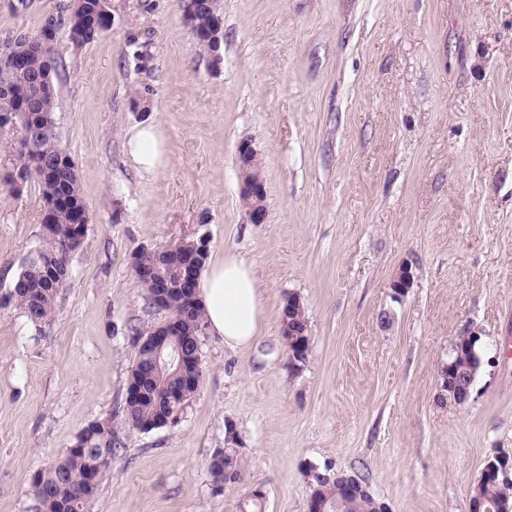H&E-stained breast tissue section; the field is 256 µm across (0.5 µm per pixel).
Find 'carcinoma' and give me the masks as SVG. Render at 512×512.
Instances as JSON below:
<instances>
[{
    "instance_id": "cac0c4a2",
    "label": "carcinoma",
    "mask_w": 512,
    "mask_h": 512,
    "mask_svg": "<svg viewBox=\"0 0 512 512\" xmlns=\"http://www.w3.org/2000/svg\"><path fill=\"white\" fill-rule=\"evenodd\" d=\"M81 22L68 26V40L75 47L93 42L110 26V19L101 14V0H78ZM220 14L216 0H197L190 20L199 34L195 46L204 54L211 53L206 33L213 16ZM10 52L14 62H0V129L14 136L13 170L27 173V180L38 185L45 207L57 212L51 234L43 237L37 248L41 261L24 260L21 271L9 292L0 299L1 305L16 304L35 324L47 320L55 306L59 292L68 279L67 255L81 246L75 241L72 215L87 211L79 179L71 169L59 161L61 148L55 128L46 126L43 117L56 112V95L43 90L44 73L57 68V42L41 51L26 42H17ZM32 140L34 150L23 149V142ZM52 164V173L41 177V163ZM52 265L57 275L51 276L44 266ZM171 291L159 300L158 283L138 279L146 292L149 303L168 311L175 319L174 329L186 367L201 363L199 336L206 327L201 305H192L188 299L195 296L194 289L175 291L179 287V270L174 264L167 268ZM447 373L460 372L465 379L475 381L482 367V349L479 337L460 336L455 341ZM128 383L145 387L149 396L128 400L124 407L126 423L140 431L157 428L164 417H180L185 404L194 396L199 384L190 383L179 368L178 357L173 363L155 372L150 350L141 347L136 351V365ZM117 451L116 434L112 425L94 421L76 437L74 445L64 458L38 470L32 478L30 495L35 501V512H87L90 501L96 496L104 473ZM215 489L224 490L229 483L241 478L240 466L234 455L217 451L208 464ZM310 493L326 504L330 512L338 505L340 512H376L378 500L367 491H337L336 480L322 479L315 474L309 483ZM482 500L487 508L502 501H512V478L500 475L485 478L474 487L470 501Z\"/></svg>"
}]
</instances>
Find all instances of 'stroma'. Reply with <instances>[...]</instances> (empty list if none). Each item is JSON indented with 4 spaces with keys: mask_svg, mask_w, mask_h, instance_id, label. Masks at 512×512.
Listing matches in <instances>:
<instances>
[{
    "mask_svg": "<svg viewBox=\"0 0 512 512\" xmlns=\"http://www.w3.org/2000/svg\"><path fill=\"white\" fill-rule=\"evenodd\" d=\"M63 0H0V35ZM110 27L61 65L56 132L90 214L52 318L0 306V512H32L34 472L111 420L122 448L88 512H306L305 470L358 473L387 512H469L492 456L512 457V0H218L224 64L196 54L182 0H108ZM154 122L168 159L140 173L128 131ZM257 152L265 223L240 197ZM37 184L0 193V296L41 243ZM207 236L251 261L263 330L199 338V392L178 423L124 421L149 305L137 251ZM409 269L411 285L393 281ZM311 354L290 366L288 296ZM480 338L467 405L442 387L458 336ZM227 451L241 479L216 492ZM256 151L251 144L242 143L238 147V163L241 172V197L246 204L249 220L253 224L265 223L267 217L266 208L258 203L250 204V201H257L259 197L265 196V187L262 175L250 176V167ZM209 474L217 491L224 486L236 483L241 478L240 466L233 454L217 451L208 464Z\"/></svg>",
    "mask_w": 512,
    "mask_h": 512,
    "instance_id": "stroma-1",
    "label": "stroma"
}]
</instances>
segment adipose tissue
Returning a JSON list of instances; mask_svg holds the SVG:
<instances>
[{
    "label": "adipose tissue",
    "instance_id": "adipose-tissue-1",
    "mask_svg": "<svg viewBox=\"0 0 512 512\" xmlns=\"http://www.w3.org/2000/svg\"><path fill=\"white\" fill-rule=\"evenodd\" d=\"M127 152L140 172L151 174L164 164V138L156 125L134 127ZM209 332L225 347L235 350L252 345L263 326L264 296L254 264L228 253L208 263L198 281Z\"/></svg>",
    "mask_w": 512,
    "mask_h": 512
}]
</instances>
